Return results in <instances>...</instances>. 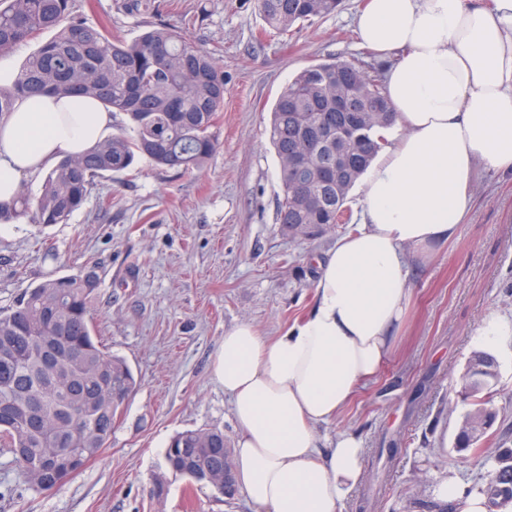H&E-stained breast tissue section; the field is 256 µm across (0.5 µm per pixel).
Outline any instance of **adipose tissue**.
Segmentation results:
<instances>
[{"mask_svg":"<svg viewBox=\"0 0 512 512\" xmlns=\"http://www.w3.org/2000/svg\"><path fill=\"white\" fill-rule=\"evenodd\" d=\"M355 26L387 64L398 123L364 177L362 222L320 261L301 320L272 338L236 323L213 360L237 429L236 482L255 512H342L361 443L341 432L320 446L319 426L395 354L411 263L458 234L482 172L512 173V0H362ZM113 123L78 93L17 99L0 118V202Z\"/></svg>","mask_w":512,"mask_h":512,"instance_id":"ef3b65f1","label":"adipose tissue"}]
</instances>
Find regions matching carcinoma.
<instances>
[{
    "instance_id": "cac0c4a2",
    "label": "carcinoma",
    "mask_w": 512,
    "mask_h": 512,
    "mask_svg": "<svg viewBox=\"0 0 512 512\" xmlns=\"http://www.w3.org/2000/svg\"><path fill=\"white\" fill-rule=\"evenodd\" d=\"M341 0H258L269 29L288 36L301 22L337 11ZM51 32L23 62L14 83L0 86V116L23 95L77 91L125 117L121 132L84 154L60 159L33 198L21 190L0 220L31 216L41 226L66 224L97 180L139 158L167 169H200L219 147L224 65L187 42L176 27L160 26L132 41L111 36L104 23L73 14V0H0V54ZM395 123L380 74L344 62L309 67L288 83L273 109L270 138L283 198L277 220L305 238L343 221L348 195L388 143L381 130ZM308 171L297 175L293 161ZM341 174H336V171ZM92 276L48 277L23 289L0 313V447L15 471L39 491L60 488L97 458L112 438L119 409L136 381L129 365L92 335ZM495 381L468 392L465 419L483 423ZM166 448L168 470L197 484L224 482V433L176 434ZM512 448H497L488 504H512Z\"/></svg>"
}]
</instances>
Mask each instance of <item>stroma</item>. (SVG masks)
Here are the masks:
<instances>
[{"label":"stroma","instance_id":"35a3bbf8","mask_svg":"<svg viewBox=\"0 0 512 512\" xmlns=\"http://www.w3.org/2000/svg\"><path fill=\"white\" fill-rule=\"evenodd\" d=\"M126 14L122 0H76L91 22L129 41L161 24L181 25L192 45L224 65L220 146L201 169H158L148 160L98 181L68 223L25 221L0 234V311L46 277L94 275V336L123 357L137 381L107 448L59 489L19 481L0 448V512H250L242 491L221 495L166 473L163 453L179 432L218 429L234 445L230 399L212 358L225 328L253 323L273 337L314 303L316 257L350 224L311 238L276 222L282 197L270 142L271 110L291 78L342 61L378 67L360 43V0L296 26L289 43L261 37L257 0H156ZM412 300L396 354L362 384L320 441L341 432L362 442V476L343 512H437L436 488L456 476L483 482L488 468L455 444L471 401L461 386L474 354L497 363L490 438L512 448V340L487 343L479 329L496 314L512 321V174L487 172L458 235L412 266ZM164 477L163 495L152 492Z\"/></svg>","mask_w":512,"mask_h":512}]
</instances>
